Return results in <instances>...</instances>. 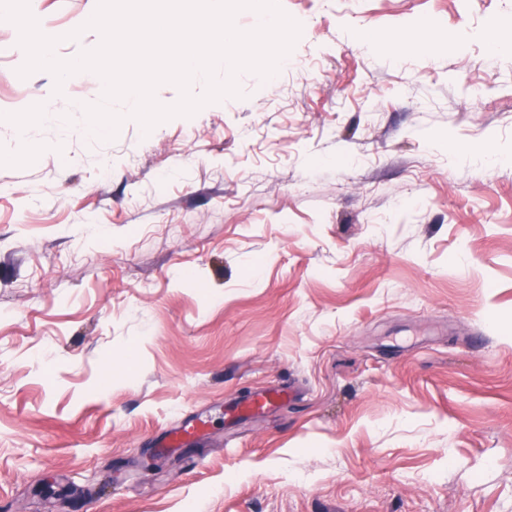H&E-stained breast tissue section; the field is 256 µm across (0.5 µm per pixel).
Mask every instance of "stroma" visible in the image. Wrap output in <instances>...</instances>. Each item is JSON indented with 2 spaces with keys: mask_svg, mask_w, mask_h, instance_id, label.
Returning a JSON list of instances; mask_svg holds the SVG:
<instances>
[{
  "mask_svg": "<svg viewBox=\"0 0 512 512\" xmlns=\"http://www.w3.org/2000/svg\"><path fill=\"white\" fill-rule=\"evenodd\" d=\"M97 3L29 7L72 59ZM280 5L292 64L112 140L0 21V512H512V0ZM283 398V393L274 390H258L253 395L226 409L232 417L253 416L276 407Z\"/></svg>",
  "mask_w": 512,
  "mask_h": 512,
  "instance_id": "stroma-1",
  "label": "stroma"
}]
</instances>
